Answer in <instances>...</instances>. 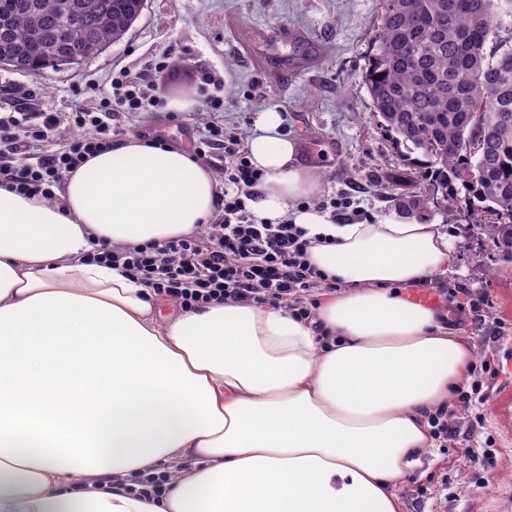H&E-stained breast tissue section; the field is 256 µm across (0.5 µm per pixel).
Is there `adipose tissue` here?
Wrapping results in <instances>:
<instances>
[{
	"instance_id": "obj_1",
	"label": "adipose tissue",
	"mask_w": 512,
	"mask_h": 512,
	"mask_svg": "<svg viewBox=\"0 0 512 512\" xmlns=\"http://www.w3.org/2000/svg\"><path fill=\"white\" fill-rule=\"evenodd\" d=\"M256 219L314 241L334 278L313 318L227 301L169 310L100 244L195 234L209 167L134 137L87 159L55 199L0 186V512H400L471 353L401 293L452 271L438 224L344 223L310 205L280 116L260 113ZM165 475L161 492L148 476Z\"/></svg>"
}]
</instances>
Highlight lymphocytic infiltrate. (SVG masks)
<instances>
[{
	"label": "lymphocytic infiltrate",
	"mask_w": 512,
	"mask_h": 512,
	"mask_svg": "<svg viewBox=\"0 0 512 512\" xmlns=\"http://www.w3.org/2000/svg\"><path fill=\"white\" fill-rule=\"evenodd\" d=\"M118 97L106 101L102 111L32 112L15 99L11 109L0 113V185L12 190L54 198L68 173L94 154L112 147L116 130L112 117L137 112L146 96L124 89L113 78ZM79 129L80 137L59 148L51 142L61 126ZM45 142L46 150L33 155L31 141ZM231 159L224 170V187L216 195L219 219L203 225L200 233L163 245L114 247L101 244L93 260L109 262L139 279L146 287L165 294L181 306L198 308L211 303L246 301L285 308L293 316L309 319L319 300L317 291L335 288L307 259L310 241L301 225L254 218L245 199L262 179L252 166L250 154L239 141L225 142Z\"/></svg>",
	"instance_id": "1"
}]
</instances>
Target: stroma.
Here are the masks:
<instances>
[{
	"mask_svg": "<svg viewBox=\"0 0 512 512\" xmlns=\"http://www.w3.org/2000/svg\"><path fill=\"white\" fill-rule=\"evenodd\" d=\"M376 28V0H146L124 39L79 67L36 77L0 66V82L15 96L31 95L35 112L95 111L112 94L113 74L134 81L164 61L168 70L153 105L115 117L119 139L160 134L189 152L218 127L204 161L220 182L225 140L251 145L258 113L272 110L282 135L321 149L312 165L321 183L315 205L347 196L370 219L441 224L453 245L454 272L409 294L425 296L465 336L471 366L487 368V399L449 417L450 447L421 454L401 489V512H512V262L481 230L462 231L457 209L409 207L408 194L424 189L423 171L378 129L364 84ZM204 72L232 88L223 111H211L196 94ZM455 286L487 300L481 315L448 303L443 291Z\"/></svg>",
	"mask_w": 512,
	"mask_h": 512,
	"instance_id": "stroma-1",
	"label": "stroma"
}]
</instances>
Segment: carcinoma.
<instances>
[{
  "instance_id": "1",
  "label": "carcinoma",
  "mask_w": 512,
  "mask_h": 512,
  "mask_svg": "<svg viewBox=\"0 0 512 512\" xmlns=\"http://www.w3.org/2000/svg\"><path fill=\"white\" fill-rule=\"evenodd\" d=\"M497 0H377L365 86L377 126L425 169L421 205L460 207L512 260V28ZM142 0H0V57L43 76L120 42Z\"/></svg>"
}]
</instances>
